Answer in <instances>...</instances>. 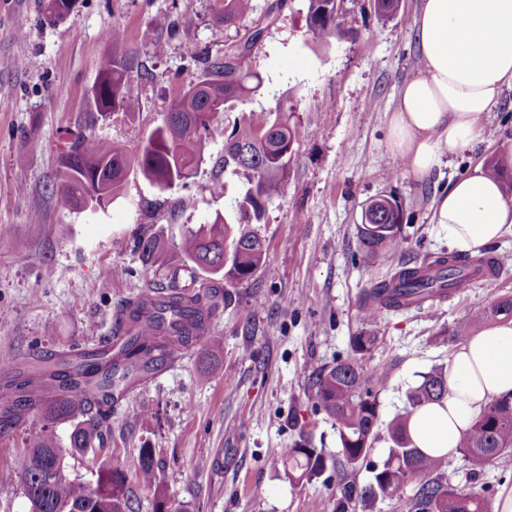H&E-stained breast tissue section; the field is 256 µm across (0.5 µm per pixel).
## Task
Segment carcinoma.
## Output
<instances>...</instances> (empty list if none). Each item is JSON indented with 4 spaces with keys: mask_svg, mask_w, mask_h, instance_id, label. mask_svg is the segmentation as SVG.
<instances>
[{
    "mask_svg": "<svg viewBox=\"0 0 512 512\" xmlns=\"http://www.w3.org/2000/svg\"><path fill=\"white\" fill-rule=\"evenodd\" d=\"M285 0H275L252 29L231 42L224 41V54L205 59L204 76L187 85L171 101L167 112L141 149L133 152L120 141L84 147L85 135L75 136L53 177L57 200L64 207H77L85 200L114 197L132 172L140 173L160 190L187 180L201 160L215 117L230 112L235 104L254 96L263 79L250 67L253 50L264 28L275 24ZM253 0H224V11L216 25L226 27L251 20ZM307 23L315 40L327 43L347 27L346 13L336 0H308ZM149 75L137 50L106 56L99 61L94 86L96 111L135 112L140 108L138 84L128 78L132 70ZM288 98L276 102V116L260 121L255 113L241 115L224 143L221 169L226 175L241 176L247 187L235 200V221L216 217L210 226L186 229L181 241V264L173 267L155 289L129 299L118 310L112 335L104 337L94 352L79 354L69 371L68 383L57 370L42 372V384L66 389L70 397L41 401L29 388L33 377L16 373L0 388V432L13 428L31 409L54 425L74 421L70 448L81 451L103 443L104 430L112 417L113 392L124 382V366L163 361L174 352L198 342L223 301L230 298L226 286L248 281L261 267L266 251L249 226L264 219L267 207L281 197L288 184V164L295 130L288 124ZM400 213L377 211L371 223L358 229L363 257L379 261L384 251L400 246ZM136 248L145 262L157 261L158 243L141 237ZM497 276L501 268L487 256L461 258L439 256L420 267L404 266L389 279L375 284L366 294L363 316L370 321L379 308L408 309L426 301H441L479 277L484 269ZM512 320V297L502 298L467 317L466 324ZM375 337L365 331L352 337V356L321 370L315 377L317 405L336 425L343 467H366L370 482L359 499L371 503L394 496L402 487L415 484L407 512H487L483 498L455 488L448 481L449 459L432 457L416 448L408 433L411 416L422 406L440 402L448 395V377L441 370L423 376L408 395L409 408L381 428L379 403L374 389L381 374L366 372L362 359L371 351ZM388 444L384 457L371 460L375 444ZM458 451L476 465L512 454V393L493 399L461 438ZM292 483L309 481L326 467L322 450L308 447L300 439L289 448L273 449ZM64 452L51 435L31 438L17 459L22 490L30 512H136L128 495L127 473L118 465L96 472L95 482L84 484L64 474ZM154 449L140 451L139 480L151 482L155 470Z\"/></svg>",
    "mask_w": 512,
    "mask_h": 512,
    "instance_id": "cac0c4a2",
    "label": "carcinoma"
}]
</instances>
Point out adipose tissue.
Instances as JSON below:
<instances>
[{"mask_svg":"<svg viewBox=\"0 0 512 512\" xmlns=\"http://www.w3.org/2000/svg\"><path fill=\"white\" fill-rule=\"evenodd\" d=\"M415 31L422 68L399 90L387 146L422 179L444 155L483 139V116L512 88V0H421ZM433 221L455 252L479 255L512 232V199L479 163L441 190ZM510 392L512 321H505L457 347L447 398L417 410L409 435L426 454L454 453L484 406Z\"/></svg>","mask_w":512,"mask_h":512,"instance_id":"obj_1","label":"adipose tissue"}]
</instances>
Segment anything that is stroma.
I'll list each match as a JSON object with an SVG mask.
<instances>
[{
    "instance_id": "obj_1",
    "label": "stroma",
    "mask_w": 512,
    "mask_h": 512,
    "mask_svg": "<svg viewBox=\"0 0 512 512\" xmlns=\"http://www.w3.org/2000/svg\"><path fill=\"white\" fill-rule=\"evenodd\" d=\"M220 6L79 0L64 21L51 24L42 0H0V355L24 362L110 335L116 305L161 276L160 265L142 262L135 238L157 239L160 264H177L184 230L230 215L241 179L227 177L220 196L210 186L232 112L218 115L203 161L171 190L133 174L106 207L65 209L50 182L74 132L84 131L90 146L117 139L141 148L181 86L203 72L186 45L214 56L235 37V28L215 25ZM419 7L420 0H400L385 17L372 0H344L351 31L325 46L307 28V0H288L252 55L264 83L241 106L270 111L284 95L293 107L287 191L254 227L265 262L233 288L206 340L179 351L118 402L103 445L65 455L70 480L88 483L100 466L120 465L138 512H153L159 489L184 512H336L340 486L363 487L370 473L336 468L338 435L315 405L313 373L347 357L359 330L372 333L377 341L363 366L384 369L378 401L380 420L389 423L423 375L450 368L457 344L449 332L494 299L512 296L511 267L432 306L361 319L373 284L448 252L447 235L431 222L436 196L512 140L510 88L483 120L484 141L443 157L428 178L414 180L390 156L389 117L420 60L413 27ZM173 10L178 36L143 38L152 18ZM115 26L152 77L130 74L141 88L139 111L100 118L91 88L99 60L113 52L103 33ZM379 197L397 200L404 244L372 266L362 257L358 226L365 205ZM43 427L34 412L0 437V512H29L16 459ZM303 434L329 464L319 477L292 484L269 451L291 447ZM144 448L154 449L157 461L150 487L136 478ZM448 476L492 504L512 485V455L478 468L457 453Z\"/></svg>"
}]
</instances>
